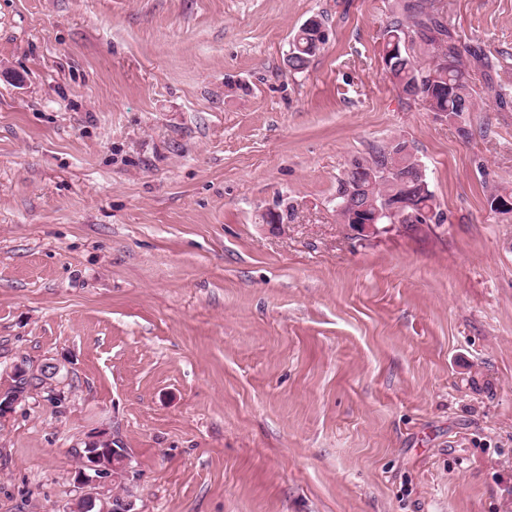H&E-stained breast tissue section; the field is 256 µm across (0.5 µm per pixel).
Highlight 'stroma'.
<instances>
[{
    "label": "stroma",
    "instance_id": "obj_1",
    "mask_svg": "<svg viewBox=\"0 0 512 512\" xmlns=\"http://www.w3.org/2000/svg\"><path fill=\"white\" fill-rule=\"evenodd\" d=\"M403 0H0V512H512V112L393 83ZM512 72V0H444ZM321 19L308 68L292 36ZM402 138L444 223L362 240L336 185ZM283 214L279 224L264 216ZM60 370V367L57 363L54 362H46L44 365H42L40 368H38L36 371L33 369H30L24 364H17L15 365L14 369L11 372L10 380L8 381L7 385H2L0 383V420L6 418L8 415H10L17 404L21 401L22 397L20 395H14L13 392L9 391L10 387L14 385L13 382L18 381L21 378L29 377L31 375H40L41 377H53L55 376ZM35 380H41L39 377H32L29 380L22 379L19 380L16 385L18 389L25 393L26 389L32 385L33 381ZM99 433L89 437L85 442V448H82L80 452L81 467L78 471L77 480L82 488H89V491H85V494L82 495L81 500H87L90 503L88 509H91L96 501H99L102 505L99 512H132V502L126 497L118 499L104 498L96 492L97 487L107 482H112V485L125 484L132 473L127 448L115 443L117 448L127 452L123 454L113 444H109L115 438ZM104 443L108 446L101 447ZM114 451L120 454L113 453ZM111 454L112 464L109 462Z\"/></svg>",
    "mask_w": 512,
    "mask_h": 512
}]
</instances>
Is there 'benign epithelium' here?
I'll list each match as a JSON object with an SVG mask.
<instances>
[{"label": "benign epithelium", "mask_w": 512, "mask_h": 512, "mask_svg": "<svg viewBox=\"0 0 512 512\" xmlns=\"http://www.w3.org/2000/svg\"><path fill=\"white\" fill-rule=\"evenodd\" d=\"M411 207L406 194L394 196L390 202L371 213L365 207L353 204L352 211L360 215L353 232L357 237L365 239L387 233L396 225L415 230L422 225L421 215L411 210ZM59 370V365L54 362H47L36 370L21 363L15 365L8 384H0V420L10 415L21 401V396L10 391L15 381L35 374L44 378L53 377ZM110 441L111 437L97 433L89 437L80 452L81 467L77 480L79 485L87 489L82 499L92 506L101 503L100 512H132V502L127 498H104L97 492V487L102 484H124L131 475L129 455L116 453Z\"/></svg>", "instance_id": "1"}]
</instances>
